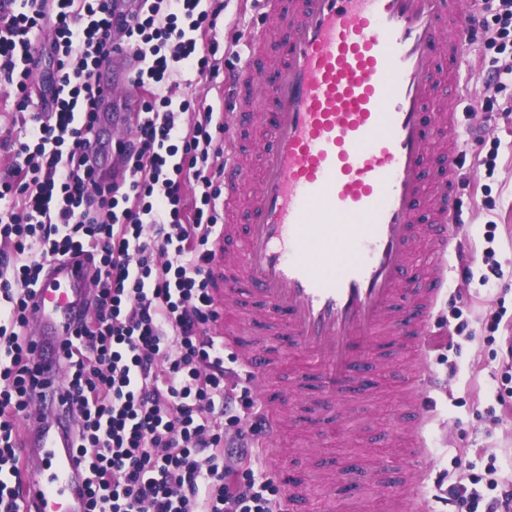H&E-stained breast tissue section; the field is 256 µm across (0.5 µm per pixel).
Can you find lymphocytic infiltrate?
Segmentation results:
<instances>
[{
	"label": "lymphocytic infiltrate",
	"instance_id": "lymphocytic-infiltrate-1",
	"mask_svg": "<svg viewBox=\"0 0 512 512\" xmlns=\"http://www.w3.org/2000/svg\"><path fill=\"white\" fill-rule=\"evenodd\" d=\"M0 0V85L23 116L0 130V512H25L17 422L35 393L29 300L50 263L90 253V314L62 348L78 406L89 512H280L279 491L246 463L252 436L224 438L238 373L224 364L211 291L221 223L224 115L178 93L175 73L219 75L224 0ZM136 64L133 130L109 148L96 70L115 49ZM56 72L38 85L44 57ZM193 112L183 124L184 112ZM116 153L118 169L103 161ZM255 409L252 399L242 401ZM455 482L482 512H512V481Z\"/></svg>",
	"mask_w": 512,
	"mask_h": 512
}]
</instances>
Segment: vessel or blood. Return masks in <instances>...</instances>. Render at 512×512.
<instances>
[{"label": "vessel or blood", "mask_w": 512, "mask_h": 512, "mask_svg": "<svg viewBox=\"0 0 512 512\" xmlns=\"http://www.w3.org/2000/svg\"><path fill=\"white\" fill-rule=\"evenodd\" d=\"M262 22L248 57L224 95L234 129L267 123L256 146V172L236 138L224 140V240L212 276L223 309L242 297L266 319L239 363L254 381L276 376L283 348L301 366L294 383L263 399L260 420L267 463L285 455L279 430L299 386L317 397L306 408L335 423L347 401L365 391L366 372L388 346L426 348L453 231L461 223L457 191L464 157L453 144L457 110L429 117L426 104L445 93L482 26L458 0H258ZM288 32L287 50L267 90L271 118L253 108L251 71L269 30ZM104 94L128 87L131 66L116 53L102 66ZM259 188L249 224L238 211L248 175ZM425 241L435 272L423 287L411 252ZM94 275L89 262L52 265L30 301L36 348L61 347L83 314ZM41 408L25 439L36 466L26 477L28 512H88L86 473L76 448L75 408L63 404L60 363L37 366Z\"/></svg>", "instance_id": "b4317fda"}]
</instances>
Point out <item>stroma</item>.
Segmentation results:
<instances>
[{"label": "stroma", "mask_w": 512, "mask_h": 512, "mask_svg": "<svg viewBox=\"0 0 512 512\" xmlns=\"http://www.w3.org/2000/svg\"><path fill=\"white\" fill-rule=\"evenodd\" d=\"M260 15L254 0H224V33L218 56L222 72L241 64L246 37ZM469 108L485 127L483 142H475L467 127L459 129L466 153L467 179L462 195V225L457 239L469 257L481 259L487 224H495V259L501 276L480 284L464 275L456 255L448 257L447 293L438 303L425 365L435 373V387L419 386L423 436L427 453L408 481L422 485L428 512H472L470 502L446 504L438 499L439 479L453 482L485 477L490 458H497L502 477L512 479V397L497 404L494 376L501 370L502 348L512 328L489 324L499 311L512 317V83L481 90ZM499 143L494 173L482 163L491 143ZM405 358L392 352L374 371L378 397H354L353 407L336 427L334 455L317 453L316 438L299 428H284L299 457L285 463L308 490L307 512H386L388 488L377 485V473L404 462L389 434L400 431L406 409L401 373Z\"/></svg>", "instance_id": "35a3bbf8"}]
</instances>
